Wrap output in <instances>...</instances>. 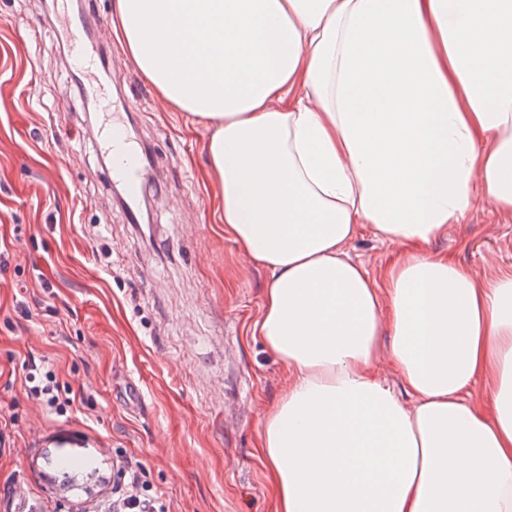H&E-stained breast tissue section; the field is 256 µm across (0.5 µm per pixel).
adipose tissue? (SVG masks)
<instances>
[{"mask_svg":"<svg viewBox=\"0 0 512 512\" xmlns=\"http://www.w3.org/2000/svg\"><path fill=\"white\" fill-rule=\"evenodd\" d=\"M112 30L208 128L218 221L271 275L276 512H512V273L427 250L474 196L512 216V0H117ZM361 224L404 248L385 288ZM361 264L377 288H384L385 271L402 255L404 248L375 237L369 227H360L345 248ZM388 337L385 336V339L383 340L381 347H380V359L378 362V376L379 378L385 382L386 384L390 385L392 388L396 389L397 391L400 390V380L394 370V367L392 366L389 355H388Z\"/></svg>","mask_w":512,"mask_h":512,"instance_id":"ef3b65f1","label":"adipose tissue"}]
</instances>
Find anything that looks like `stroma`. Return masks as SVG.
I'll use <instances>...</instances> for the list:
<instances>
[{
  "label": "stroma",
  "instance_id": "35a3bbf8",
  "mask_svg": "<svg viewBox=\"0 0 512 512\" xmlns=\"http://www.w3.org/2000/svg\"><path fill=\"white\" fill-rule=\"evenodd\" d=\"M54 2L0 0V512L19 485L46 512L90 495L108 512L119 452L143 462L169 512H274L261 431L288 370L254 331L270 275L215 220L208 131L122 52L115 0L81 2L112 63L86 108ZM107 112L149 158L152 223L119 204L111 159L88 135ZM428 249L481 277L512 272V219L475 200ZM346 252L380 288L403 249L362 227ZM32 359L75 396L65 415L27 398ZM125 377L140 410L117 393Z\"/></svg>",
  "mask_w": 512,
  "mask_h": 512
}]
</instances>
